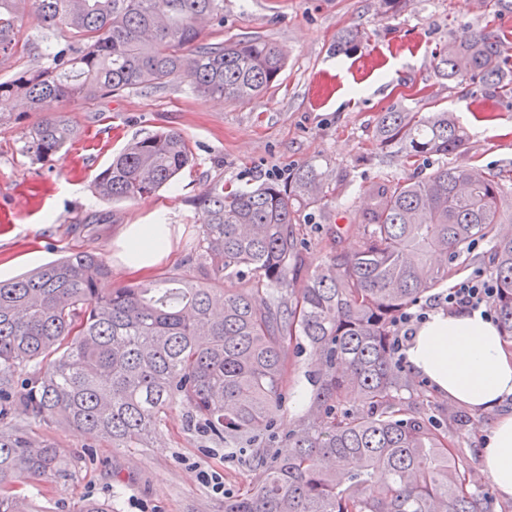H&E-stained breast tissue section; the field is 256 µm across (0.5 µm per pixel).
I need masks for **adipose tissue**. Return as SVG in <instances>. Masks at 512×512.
I'll return each instance as SVG.
<instances>
[{
    "label": "adipose tissue",
    "mask_w": 512,
    "mask_h": 512,
    "mask_svg": "<svg viewBox=\"0 0 512 512\" xmlns=\"http://www.w3.org/2000/svg\"><path fill=\"white\" fill-rule=\"evenodd\" d=\"M121 264L143 272L165 257V224H130L118 241ZM406 366L442 397L477 413L497 410L512 397V352L496 324L481 311L432 312L407 340ZM494 493L512 498V413L499 416L479 453Z\"/></svg>",
    "instance_id": "1"
}]
</instances>
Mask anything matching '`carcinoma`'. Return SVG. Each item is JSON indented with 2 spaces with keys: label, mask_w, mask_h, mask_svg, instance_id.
I'll return each instance as SVG.
<instances>
[{
  "label": "carcinoma",
  "mask_w": 512,
  "mask_h": 512,
  "mask_svg": "<svg viewBox=\"0 0 512 512\" xmlns=\"http://www.w3.org/2000/svg\"><path fill=\"white\" fill-rule=\"evenodd\" d=\"M27 13L74 38L48 52L46 64L0 81L17 117L41 113L23 146L36 163L77 137L59 109L67 100L160 89L174 79L206 97L251 100L285 67L280 48L260 38L204 41V21L224 23V0H0L1 66L21 48L35 50L19 44ZM511 51L496 28L468 29L439 51L435 70L508 97ZM374 138L380 149L418 161L461 151L466 131L446 110L419 116L391 108L378 115ZM193 161L180 132L156 130L129 140L95 175L94 190L112 201L154 195ZM505 183L478 166L374 183L358 220L359 248L336 249L306 275L294 207H320L326 197L323 173L307 164L287 184L209 188L200 198L206 213L194 276L105 293L104 256L80 250L0 281V420L17 396L45 424L114 448H147L177 401L188 429L226 448H251L276 438L285 347L294 344L314 359L313 401L281 446L255 453L252 482L224 501V512H488L424 401L402 397L412 382L391 344L399 316L448 280V263L477 239L492 244L495 309L512 341ZM215 280L245 287L214 288ZM265 290L272 297L261 305ZM27 366L37 375L20 385L15 372ZM354 397L360 407L347 408ZM79 470L55 443L0 425V512H42L22 485H65Z\"/></svg>",
  "instance_id": "obj_1"
}]
</instances>
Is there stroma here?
Wrapping results in <instances>:
<instances>
[{"mask_svg": "<svg viewBox=\"0 0 512 512\" xmlns=\"http://www.w3.org/2000/svg\"><path fill=\"white\" fill-rule=\"evenodd\" d=\"M492 24L512 41V8L482 7L478 0H402L397 11H379V0H224L223 24L203 36L218 42L259 37L287 56L279 81L260 98L225 101L201 97L185 82L142 89L96 102L70 101L63 111L79 136L52 161L32 163L23 134L38 121L31 112L0 128V279L14 277L77 250L101 252L112 276L110 289L161 280L195 262L204 217L205 189L247 190L277 178L290 180L308 163L323 172L325 205L296 211L307 266L335 249L357 246L356 224L372 181L431 172L439 164H475L512 176V98H488L470 83L441 79L436 52L450 36ZM426 113L454 112L468 132L463 152L408 162L381 150L375 119L390 107ZM174 129L189 141L194 165L158 195L112 202L99 198L93 179L131 138ZM159 222L172 228L170 252L150 271L129 272L116 257L125 225ZM344 228L334 242L329 225ZM292 395L277 424L285 437L305 413L298 393H311L309 354L288 353ZM411 398L426 397L429 413L447 429L448 442L470 474H478L480 441L495 414H476L439 397L415 379ZM7 422L63 448L73 457L93 451L91 465L65 486H47L40 505L108 500L114 512H224V499L240 492L253 472L238 449L206 441L186 427L185 409L170 404L152 447L115 449L83 432L46 426L13 406Z\"/></svg>", "mask_w": 512, "mask_h": 512, "instance_id": "35a3bbf8", "label": "stroma"}]
</instances>
